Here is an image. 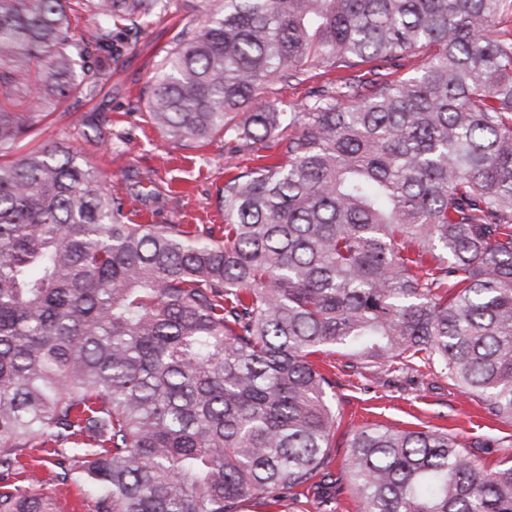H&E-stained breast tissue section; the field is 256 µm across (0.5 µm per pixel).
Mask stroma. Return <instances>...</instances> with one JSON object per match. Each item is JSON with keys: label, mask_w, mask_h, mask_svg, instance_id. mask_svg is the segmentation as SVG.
Wrapping results in <instances>:
<instances>
[{"label": "stroma", "mask_w": 512, "mask_h": 512, "mask_svg": "<svg viewBox=\"0 0 512 512\" xmlns=\"http://www.w3.org/2000/svg\"><path fill=\"white\" fill-rule=\"evenodd\" d=\"M175 32L158 24L147 33L129 39L124 54L113 62L112 91L96 102L106 121L88 137H77L74 126L82 107L58 118L47 128L49 140L67 141L98 167L109 190L122 188L128 170H158L168 182L165 209L155 216L158 224H204L216 215L218 191L224 185L229 154L223 141L194 148L169 144L148 118L144 90L153 84L162 50ZM336 364L332 403L341 418L336 431L332 471H339L352 435L368 425L389 428H439L465 442H478V465L493 469L504 451L500 439L512 434V426L485 417L479 400L463 395L429 369L405 370L379 376H361L349 369L344 350L331 356Z\"/></svg>", "instance_id": "35a3bbf8"}]
</instances>
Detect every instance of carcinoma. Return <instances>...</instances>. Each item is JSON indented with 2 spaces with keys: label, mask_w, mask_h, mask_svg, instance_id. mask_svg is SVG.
<instances>
[{
  "label": "carcinoma",
  "mask_w": 512,
  "mask_h": 512,
  "mask_svg": "<svg viewBox=\"0 0 512 512\" xmlns=\"http://www.w3.org/2000/svg\"><path fill=\"white\" fill-rule=\"evenodd\" d=\"M512 0H222L182 16L147 90L172 144L232 145L224 237L137 224L157 172L108 194L65 142L168 0H0V512L319 509L338 414L315 357L427 367L512 426ZM89 37L77 36L85 17ZM422 63L401 76L406 60ZM368 64V74L349 70ZM330 76L299 111L265 85ZM279 152L262 164L257 145ZM367 426L342 462L364 512H512V452ZM51 469L26 476L23 459Z\"/></svg>",
  "instance_id": "cac0c4a2"
}]
</instances>
